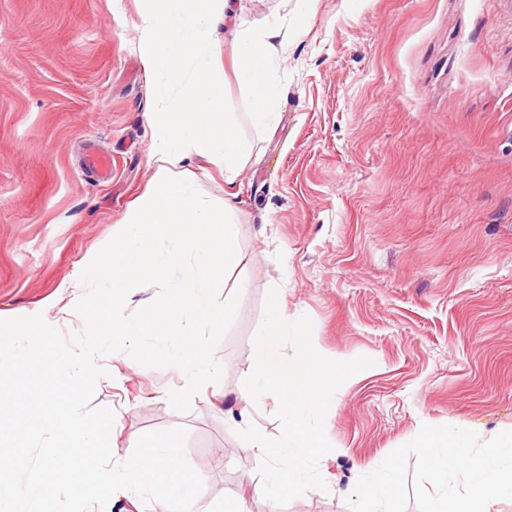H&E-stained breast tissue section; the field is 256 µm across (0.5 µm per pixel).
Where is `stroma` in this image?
<instances>
[{"instance_id": "35a3bbf8", "label": "stroma", "mask_w": 512, "mask_h": 512, "mask_svg": "<svg viewBox=\"0 0 512 512\" xmlns=\"http://www.w3.org/2000/svg\"><path fill=\"white\" fill-rule=\"evenodd\" d=\"M246 23L280 18L288 45L273 133H258L235 80L224 105L252 155L233 198L203 159L201 198L231 203L243 262L225 291L235 316L201 329L223 361L187 386L180 369L104 357L94 405L119 423L112 450L183 427L204 478L200 512L254 491L262 456L237 432L280 433L269 396L241 418L271 287L308 316L323 356L372 359L336 391L325 433L337 453L282 512H350L358 479L422 425L488 440L512 429V0H238ZM139 0H0V319L83 326L72 285L123 231L151 176L149 81L136 52ZM112 155V180L83 168Z\"/></svg>"}]
</instances>
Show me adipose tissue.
<instances>
[{"label": "adipose tissue", "mask_w": 512, "mask_h": 512, "mask_svg": "<svg viewBox=\"0 0 512 512\" xmlns=\"http://www.w3.org/2000/svg\"><path fill=\"white\" fill-rule=\"evenodd\" d=\"M142 2L137 52L149 79L154 173L111 249L91 259L103 292L89 328L95 336L136 337L145 358L176 364L195 383L216 366V352L182 321L189 317L203 328L226 323L235 302L228 295L216 305L210 285L236 269L241 255L232 208L203 201L183 162L192 155L206 159L223 171L227 188L235 187L251 148L234 113L224 109L219 36L230 35L239 46L235 77L250 96L252 123L265 131L279 121L276 82L288 33L271 23L243 26L237 0ZM161 237L168 242L163 252L155 246ZM186 262L191 276L172 280V271ZM144 281L166 284L167 297L127 322L120 311Z\"/></svg>", "instance_id": "obj_1"}]
</instances>
